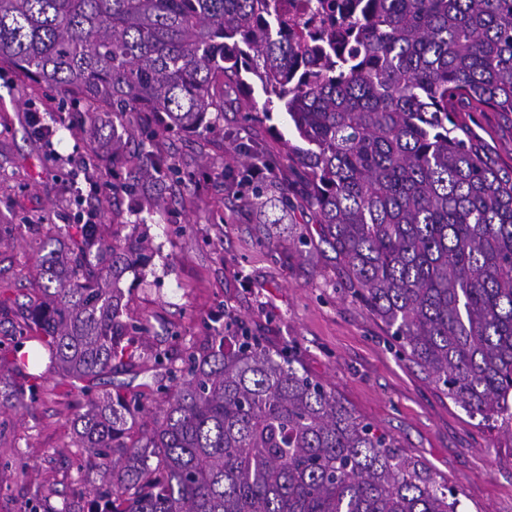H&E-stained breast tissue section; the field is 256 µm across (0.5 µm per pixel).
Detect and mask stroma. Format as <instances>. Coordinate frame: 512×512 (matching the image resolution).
<instances>
[{"instance_id":"1","label":"stroma","mask_w":512,"mask_h":512,"mask_svg":"<svg viewBox=\"0 0 512 512\" xmlns=\"http://www.w3.org/2000/svg\"><path fill=\"white\" fill-rule=\"evenodd\" d=\"M54 89L0 77V299L24 303L37 241L78 211L100 212L112 199V233L146 232V264L125 273L121 286L130 317L150 327L147 345L184 355L202 348L213 328L234 317L273 349L294 347L302 369L323 381L356 415L391 436L401 452L452 489L457 512H512V432L455 405L416 365L399 359L379 320L349 287L335 252L323 241L306 188L288 157L293 133L282 115L271 125L244 120L229 108L216 126L167 134L157 149L185 174L162 171L135 198H113L112 182L126 170L98 169L99 189L84 172L100 146L90 132L58 128L33 134L32 114L52 123ZM454 121L512 166V122L496 112H457ZM275 167L286 185L288 210L279 224L257 223L242 180L251 155ZM304 249H296L298 238ZM39 399L15 411L0 409V512H22L35 493L61 502L78 480L68 455L76 409L69 387L40 366Z\"/></svg>"}]
</instances>
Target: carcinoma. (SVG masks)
Segmentation results:
<instances>
[{
  "mask_svg": "<svg viewBox=\"0 0 512 512\" xmlns=\"http://www.w3.org/2000/svg\"><path fill=\"white\" fill-rule=\"evenodd\" d=\"M55 89L95 126L153 114L140 151L112 137L129 174L164 157V132L224 115L228 92L270 121L287 116L321 235L355 295L386 327L390 348L470 416L512 427V167L496 163L451 113H512V0H0V68ZM265 96L257 107L255 92ZM248 206L277 224L253 162ZM42 243L29 302L0 341L22 376L0 407L39 394L28 369L38 344L81 400L74 424L79 480L54 505L24 512H457L448 487L395 441L245 327L214 329L181 364L151 354L167 383L153 428L140 391L97 390L141 358L148 326L124 315L126 267L140 237L117 245L105 224H67Z\"/></svg>",
  "mask_w": 512,
  "mask_h": 512,
  "instance_id": "1",
  "label": "carcinoma"
}]
</instances>
